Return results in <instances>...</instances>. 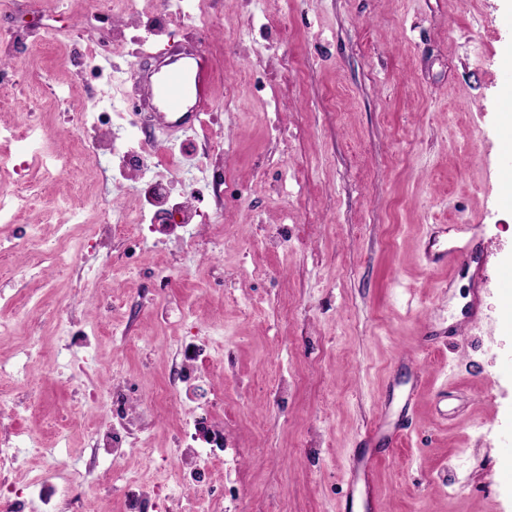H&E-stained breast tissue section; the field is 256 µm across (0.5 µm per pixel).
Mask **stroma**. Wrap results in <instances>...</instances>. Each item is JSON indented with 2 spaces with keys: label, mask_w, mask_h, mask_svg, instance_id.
I'll list each match as a JSON object with an SVG mask.
<instances>
[{
  "label": "stroma",
  "mask_w": 512,
  "mask_h": 512,
  "mask_svg": "<svg viewBox=\"0 0 512 512\" xmlns=\"http://www.w3.org/2000/svg\"><path fill=\"white\" fill-rule=\"evenodd\" d=\"M169 2L137 0L132 22L94 15L92 0L0 8L15 39L0 50L12 82L0 124H20L33 85L48 87L26 224L51 241L71 224L83 244L75 265L27 277L23 253L0 252L12 297L0 320L15 325L0 336V386L32 400L14 422L19 478L73 494L75 512H133L136 485L157 483V512H183L191 487L214 492V512H512V0H193L208 31L174 19L147 34ZM115 24L110 60L70 59ZM197 36L211 124L146 123L129 97L139 52ZM72 98L110 114L114 137L141 135L192 224L222 213V251L181 250L182 228L159 214L128 259L114 227L145 185L117 179L105 155L45 178L39 153L76 148ZM467 245L474 266L428 260ZM425 330L437 335L426 345ZM183 349L200 380L156 407ZM82 380L96 402L76 394ZM115 384L133 386L146 442L116 459L95 445ZM381 416L404 429L375 454L364 439ZM186 419L223 433V463L192 473L178 453ZM366 456L369 487L354 470ZM108 467L124 485L105 487Z\"/></svg>",
  "instance_id": "stroma-1"
}]
</instances>
